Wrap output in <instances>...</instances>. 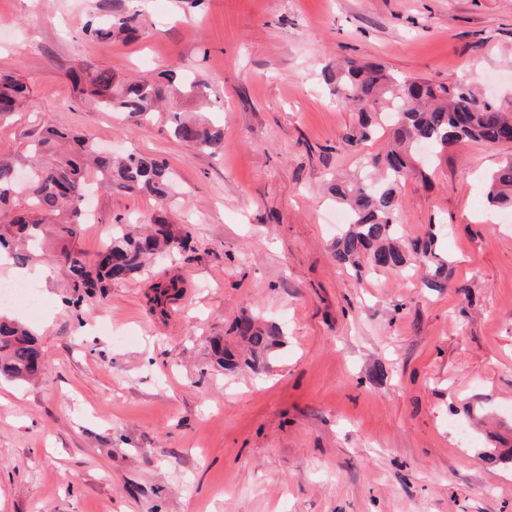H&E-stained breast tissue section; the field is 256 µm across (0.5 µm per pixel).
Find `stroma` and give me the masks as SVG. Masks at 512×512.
I'll return each mask as SVG.
<instances>
[{
	"mask_svg": "<svg viewBox=\"0 0 512 512\" xmlns=\"http://www.w3.org/2000/svg\"><path fill=\"white\" fill-rule=\"evenodd\" d=\"M112 5L0 0V71L30 88L0 152L52 125L165 161L172 228L192 241L77 309L59 260L0 262V280L38 273V310L15 317L47 363L35 384L0 379V512H512V210L484 199L512 143L452 144L401 187L400 229L435 234L446 287L415 260L354 273L331 256L326 182L389 138L346 144L358 114L320 76L343 58L437 84L478 72L510 103L512 0H141L137 39H90ZM82 64L202 75L223 153L82 103ZM90 200L74 243L90 259L113 225L159 210L117 188ZM173 276L185 293L162 314L154 286ZM245 312L282 342L260 371L221 369L209 341L233 343Z\"/></svg>",
	"mask_w": 512,
	"mask_h": 512,
	"instance_id": "1",
	"label": "stroma"
}]
</instances>
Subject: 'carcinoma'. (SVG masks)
I'll use <instances>...</instances> for the list:
<instances>
[{
    "label": "carcinoma",
    "mask_w": 512,
    "mask_h": 512,
    "mask_svg": "<svg viewBox=\"0 0 512 512\" xmlns=\"http://www.w3.org/2000/svg\"><path fill=\"white\" fill-rule=\"evenodd\" d=\"M140 13L122 3L113 6L112 22L90 21L85 32L97 40L114 36H137ZM322 77L337 97L350 102L359 112L357 124L345 136L354 147L371 141L384 131L382 116L392 114L389 130L393 147L383 156L365 160L377 171L375 176L352 184L336 181L329 187L336 204L347 207L350 221L336 238L333 258L343 268L360 271L364 263L400 272L408 263L407 252L397 244L395 217L399 189L415 171L416 147H433L441 154L450 143L462 140L498 144L512 141V104L484 100L464 83L433 84L399 76L379 65L346 61L336 67L326 65ZM70 78L76 91L98 106L121 112L135 126L151 122L168 100L192 102L204 97L207 83L196 75L174 71L159 80L142 77L121 80L107 69L80 67ZM26 84L16 75L0 73V117L16 111L27 96ZM169 130L189 146L215 154L224 149V128L188 117L181 109H170ZM30 160L25 182L19 181L17 159L0 154V250L17 260L26 251L42 248L55 237L65 242L59 260L70 275L71 295L65 302L77 308L87 288L104 294L115 282L132 278L146 267L152 256L191 239L190 228L174 233L167 218L159 215L154 227L134 233L119 224L112 238L94 262L69 246L80 236L86 223L83 200L86 175L94 172L103 186L116 185L129 192L145 193L165 202L171 197L172 176L163 162L135 152L114 155L102 149L88 132L69 134L47 127L27 146ZM486 198L490 207L512 206V159L503 162L487 179ZM413 253L424 264L434 266L433 278L444 286L447 263L435 252V236L411 243ZM183 292L175 278L155 285L158 306ZM233 332L248 346L249 355L238 361L220 342L213 345L217 365L256 370L281 333L261 324L251 315L236 319ZM44 366L43 354L34 333L23 323L0 314V378L28 383Z\"/></svg>",
    "instance_id": "obj_1"
}]
</instances>
